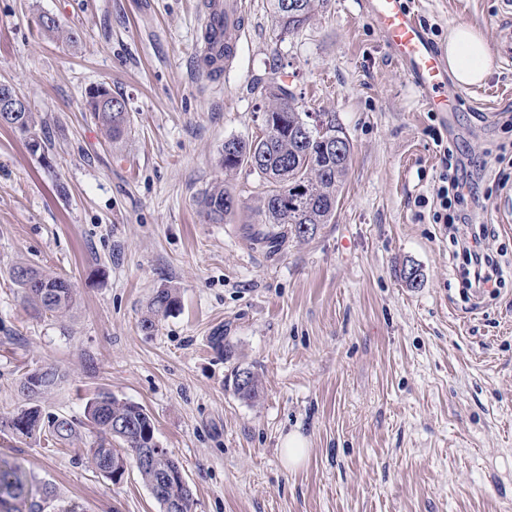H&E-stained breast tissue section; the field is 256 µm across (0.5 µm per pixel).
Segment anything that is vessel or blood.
<instances>
[{"mask_svg":"<svg viewBox=\"0 0 512 512\" xmlns=\"http://www.w3.org/2000/svg\"><path fill=\"white\" fill-rule=\"evenodd\" d=\"M367 5L371 23L393 59L411 77L424 106L433 112L452 111L456 100L448 94V68L418 19L402 9L400 0H368ZM201 7L205 27L199 56L222 62L224 35L238 32L242 16L232 0H203Z\"/></svg>","mask_w":512,"mask_h":512,"instance_id":"vessel-or-blood-1","label":"vessel or blood"}]
</instances>
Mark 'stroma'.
Listing matches in <instances>:
<instances>
[{
	"label": "stroma",
	"mask_w": 512,
	"mask_h": 512,
	"mask_svg": "<svg viewBox=\"0 0 512 512\" xmlns=\"http://www.w3.org/2000/svg\"><path fill=\"white\" fill-rule=\"evenodd\" d=\"M197 0H0V83L29 98L51 137L32 151L0 127V418L25 398L24 373L58 367L44 418L77 434L0 433V457L24 464L84 512H159L137 471L112 483L89 467L87 401L107 389L143 406L181 462L194 512H512V61L462 89L453 112H429L367 17V0H317L280 35L271 0H236L245 19L230 66L197 57ZM430 41L478 26L490 50L512 29L502 0H401ZM77 43L41 31V16ZM305 111L334 117L352 160L332 223L277 251L196 204L231 138L263 132L251 90L271 66ZM125 99L131 131L111 143L85 109L90 88ZM476 185L470 230L504 275L473 294L447 225L435 223L446 150ZM419 266V287L397 271ZM28 263L71 281L62 318L25 304L10 277ZM178 307L145 332L152 294ZM223 329L225 353L210 344ZM259 374V402L231 387ZM308 457L285 466L282 437Z\"/></svg>",
	"instance_id": "35a3bbf8"
}]
</instances>
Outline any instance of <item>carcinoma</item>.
<instances>
[{
	"instance_id": "cac0c4a2",
	"label": "carcinoma",
	"mask_w": 512,
	"mask_h": 512,
	"mask_svg": "<svg viewBox=\"0 0 512 512\" xmlns=\"http://www.w3.org/2000/svg\"><path fill=\"white\" fill-rule=\"evenodd\" d=\"M284 2L273 0V15L281 33L287 34L309 21L315 0H293L296 8L292 10L286 9ZM40 27L51 37L77 42L74 33L55 21L47 23L44 16L40 18ZM254 91L265 101L264 119L273 123L276 133H264L251 141H227L228 150L219 163L226 175L244 169L259 177L262 192L257 204L250 208L253 222L249 224L248 235L252 241L275 250L290 233L307 238L315 235L320 225L331 223L351 163L352 143L345 141L341 155L332 151L328 135L342 133V127L331 117L320 123L326 133L315 130L311 113L302 109L284 81L272 77L257 83ZM86 109L111 141L119 143L128 135L131 118L126 102L106 87L96 86L87 93ZM39 127L41 124L29 106L15 113L11 124V128L30 134L38 150L42 148ZM198 206L207 222L222 224L246 204L230 183L217 180L203 192ZM11 278L27 303L40 314L62 317L73 307L74 284L66 279L27 264L13 267ZM178 303L176 289H157L141 319V329L153 331L159 317L167 316ZM38 372L39 388L30 386L35 376L33 371L25 373L20 381V392L28 401L64 378L54 366L40 368ZM261 386L259 375L252 369L234 371L233 388L238 397L254 403L260 397ZM85 417L98 432L97 441L86 449L87 463L93 470L118 483L133 467L142 482L157 493L155 500L161 512H192L193 498L184 469L168 449H161L151 464L140 462L142 449L156 446L155 425L142 406L102 389L87 402ZM6 423L26 436L46 425L48 436L61 443L75 433L73 423L67 418L57 417L43 423L36 405L20 410ZM52 499L53 491L47 488L39 494L33 491V482L20 463L0 458V512H19V503L26 512H46Z\"/></svg>"
}]
</instances>
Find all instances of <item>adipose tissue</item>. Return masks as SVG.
<instances>
[{
  "label": "adipose tissue",
  "instance_id": "adipose-tissue-1",
  "mask_svg": "<svg viewBox=\"0 0 512 512\" xmlns=\"http://www.w3.org/2000/svg\"><path fill=\"white\" fill-rule=\"evenodd\" d=\"M443 53L449 74L463 87L484 84L495 68L484 37L469 24L449 28Z\"/></svg>",
  "mask_w": 512,
  "mask_h": 512
}]
</instances>
